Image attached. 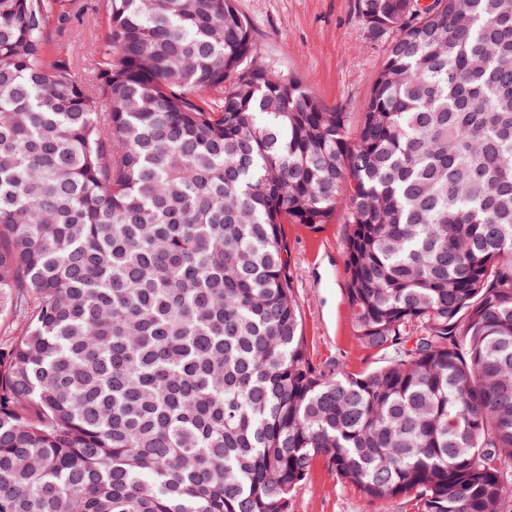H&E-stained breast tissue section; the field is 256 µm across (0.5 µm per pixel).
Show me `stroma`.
<instances>
[{
  "label": "stroma",
  "mask_w": 512,
  "mask_h": 512,
  "mask_svg": "<svg viewBox=\"0 0 512 512\" xmlns=\"http://www.w3.org/2000/svg\"><path fill=\"white\" fill-rule=\"evenodd\" d=\"M236 5L253 29L263 64L298 76L326 107L347 112L351 125H358L387 45L369 38L356 0H236ZM285 231L288 270L313 364L351 374L382 365L380 354L354 338L345 294L349 227L344 218L336 217L317 234L297 224ZM292 512H374V506L319 464L296 489Z\"/></svg>",
  "instance_id": "1"
}]
</instances>
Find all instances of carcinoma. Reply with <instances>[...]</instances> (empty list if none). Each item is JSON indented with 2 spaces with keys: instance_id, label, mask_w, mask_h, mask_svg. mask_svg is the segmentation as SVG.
I'll return each instance as SVG.
<instances>
[{
  "instance_id": "1",
  "label": "carcinoma",
  "mask_w": 512,
  "mask_h": 512,
  "mask_svg": "<svg viewBox=\"0 0 512 512\" xmlns=\"http://www.w3.org/2000/svg\"><path fill=\"white\" fill-rule=\"evenodd\" d=\"M351 128L235 0H0V512H512V0H356ZM343 213L356 375L310 360L285 225ZM85 5V14L80 24L74 25L73 33L78 43L83 44L84 57L82 59V70L88 71L95 67V60L92 43L94 42L97 31V20L100 13H97V5L100 0H81ZM355 486L343 483L322 463L294 492L291 512H375Z\"/></svg>"
}]
</instances>
